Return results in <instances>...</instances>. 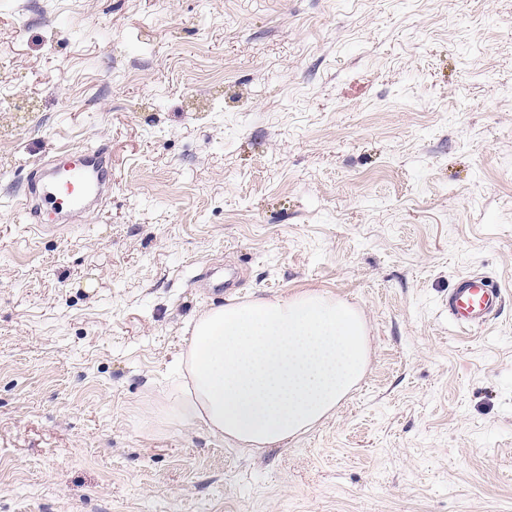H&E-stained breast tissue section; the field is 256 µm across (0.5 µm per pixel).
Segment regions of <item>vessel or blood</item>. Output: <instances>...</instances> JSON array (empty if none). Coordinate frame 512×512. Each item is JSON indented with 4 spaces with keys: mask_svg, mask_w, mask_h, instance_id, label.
Returning a JSON list of instances; mask_svg holds the SVG:
<instances>
[{
    "mask_svg": "<svg viewBox=\"0 0 512 512\" xmlns=\"http://www.w3.org/2000/svg\"><path fill=\"white\" fill-rule=\"evenodd\" d=\"M63 164L54 174L33 170L31 193L18 202L24 223L39 221L42 208L83 213L101 206L112 190V142L104 138L92 145L62 150ZM506 294L497 280L480 274L461 276L444 304L448 322L458 330L481 329L497 319Z\"/></svg>",
    "mask_w": 512,
    "mask_h": 512,
    "instance_id": "obj_1",
    "label": "vessel or blood"
}]
</instances>
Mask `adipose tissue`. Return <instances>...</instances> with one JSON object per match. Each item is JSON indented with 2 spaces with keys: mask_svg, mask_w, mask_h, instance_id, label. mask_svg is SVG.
I'll return each instance as SVG.
<instances>
[{
  "mask_svg": "<svg viewBox=\"0 0 512 512\" xmlns=\"http://www.w3.org/2000/svg\"><path fill=\"white\" fill-rule=\"evenodd\" d=\"M362 319L311 289L200 314L176 366L189 378L179 422L246 448L287 446L325 418L365 372Z\"/></svg>",
  "mask_w": 512,
  "mask_h": 512,
  "instance_id": "1",
  "label": "adipose tissue"
}]
</instances>
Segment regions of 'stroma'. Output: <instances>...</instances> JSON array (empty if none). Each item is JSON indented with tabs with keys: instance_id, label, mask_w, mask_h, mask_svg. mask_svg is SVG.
<instances>
[{
	"instance_id": "obj_1",
	"label": "stroma",
	"mask_w": 512,
	"mask_h": 512,
	"mask_svg": "<svg viewBox=\"0 0 512 512\" xmlns=\"http://www.w3.org/2000/svg\"><path fill=\"white\" fill-rule=\"evenodd\" d=\"M112 141L106 209L30 169ZM512 0H0V512H512ZM316 288L366 372L283 448L179 423L230 301ZM506 294L497 280L480 274H465L448 291L444 309L448 323L460 331L482 329L497 319Z\"/></svg>"
}]
</instances>
